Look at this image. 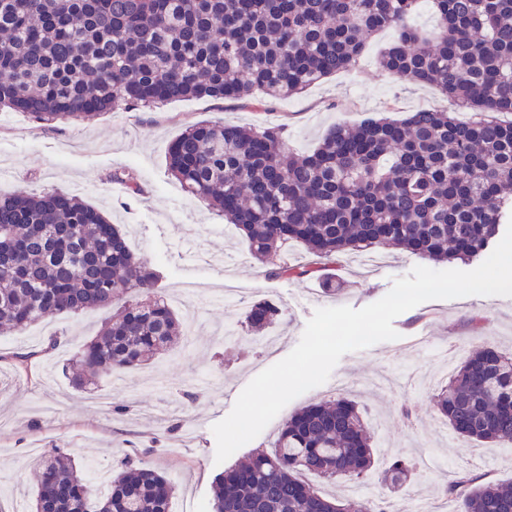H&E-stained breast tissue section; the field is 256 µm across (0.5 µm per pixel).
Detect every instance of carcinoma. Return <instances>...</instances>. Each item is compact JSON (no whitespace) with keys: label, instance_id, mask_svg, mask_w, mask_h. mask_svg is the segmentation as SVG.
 <instances>
[{"label":"carcinoma","instance_id":"carcinoma-1","mask_svg":"<svg viewBox=\"0 0 512 512\" xmlns=\"http://www.w3.org/2000/svg\"><path fill=\"white\" fill-rule=\"evenodd\" d=\"M437 21L417 30L418 0H0V107L52 124L119 106L187 99L268 101L349 70L373 34L395 37L380 65L480 111L474 121L418 110L337 126L319 146L291 151L280 126L197 123L170 146L168 169L245 238L268 276L317 277L368 248L395 247L436 262L484 253L512 208V0H431ZM300 243L304 265L273 257ZM160 272L126 234L66 193L0 196V332L55 315L118 309L71 359L78 388L175 351L178 316L155 295ZM280 314L263 301L246 327ZM459 438L512 443V354L480 345L434 394ZM368 423L342 397L283 423L269 451L214 480L211 512H373L361 497H327L310 471L362 484L373 476ZM35 512H171L176 485L126 458L108 494L92 492L59 448L36 465ZM415 475L396 457L378 482L393 493ZM456 512H512V481L456 472Z\"/></svg>","mask_w":512,"mask_h":512}]
</instances>
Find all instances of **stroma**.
I'll use <instances>...</instances> for the list:
<instances>
[{
  "label": "stroma",
  "instance_id": "1",
  "mask_svg": "<svg viewBox=\"0 0 512 512\" xmlns=\"http://www.w3.org/2000/svg\"><path fill=\"white\" fill-rule=\"evenodd\" d=\"M392 39V32L377 33L353 69L262 109L244 101L191 99L53 124L0 109V158H8L12 171L0 183V193L60 191L97 208L125 231L132 251L160 271L159 290L171 308L183 318L196 315L186 343L176 352L126 374L125 385L109 377L87 390L74 387L70 358L111 320V309L77 318L49 317L24 331L0 334V512H31L37 490L32 462L56 447L73 455L99 493H106L107 477L130 457L177 485L174 512L185 503L208 512L212 480L222 466H234L270 446L291 413L335 397L336 381L344 377L355 380L346 395L372 424L377 468L400 454L440 463L432 473L417 472L401 499L437 501L449 473L460 469H477L488 481L512 480V444L462 445L430 404L445 378L432 348L454 342V360L460 363L477 333L484 342L512 352V297L501 296L431 300L401 314L394 329L404 338L429 337L430 349L391 354L380 342L345 354L324 384L289 402L225 465L215 462L212 427L219 417L212 407L220 403L232 409L258 373L297 345L316 309L374 303L388 293L394 278L429 261L392 247L384 249V262L372 269L343 260L334 269L338 291L333 295L315 279L270 278L241 233L183 191L168 170V149L199 122L278 125L288 147L304 153L334 126L378 118L387 106L399 119L420 109L456 112L437 88L397 80L380 67L378 59ZM123 171L134 174L138 193L113 181V173ZM264 299L273 300L282 315L262 336L245 339L244 316ZM53 336L59 344L46 351ZM28 351L34 354L30 371L16 369L13 353ZM381 370L398 379L396 390L366 386V379ZM163 404L169 411L160 418L156 411Z\"/></svg>",
  "mask_w": 512,
  "mask_h": 512
}]
</instances>
